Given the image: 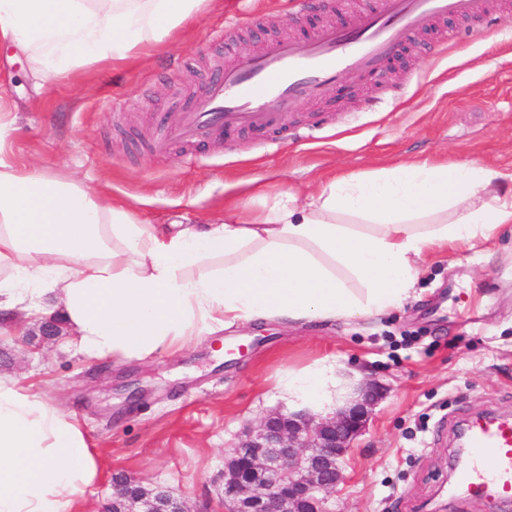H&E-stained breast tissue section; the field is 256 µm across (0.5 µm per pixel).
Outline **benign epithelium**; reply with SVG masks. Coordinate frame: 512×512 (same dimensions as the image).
<instances>
[{
    "label": "benign epithelium",
    "mask_w": 512,
    "mask_h": 512,
    "mask_svg": "<svg viewBox=\"0 0 512 512\" xmlns=\"http://www.w3.org/2000/svg\"><path fill=\"white\" fill-rule=\"evenodd\" d=\"M377 392L366 383L333 417L274 413L235 446L224 469V512H335L342 461L365 428ZM115 496L130 512H185L165 494L158 505L136 479L115 482Z\"/></svg>",
    "instance_id": "obj_1"
}]
</instances>
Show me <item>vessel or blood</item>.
<instances>
[{
  "label": "vessel or blood",
  "mask_w": 512,
  "mask_h": 512,
  "mask_svg": "<svg viewBox=\"0 0 512 512\" xmlns=\"http://www.w3.org/2000/svg\"><path fill=\"white\" fill-rule=\"evenodd\" d=\"M448 17L479 20L483 35L493 29L483 0H378L352 27L328 24L305 38L267 41L262 54L223 67L169 135L201 144L225 128L279 130L299 102L318 98L344 74L377 71L409 33ZM468 448L457 483L475 498L491 492L512 501V420L471 419Z\"/></svg>",
  "instance_id": "vessel-or-blood-1"
}]
</instances>
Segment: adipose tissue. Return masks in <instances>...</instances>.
<instances>
[{
    "mask_svg": "<svg viewBox=\"0 0 512 512\" xmlns=\"http://www.w3.org/2000/svg\"><path fill=\"white\" fill-rule=\"evenodd\" d=\"M211 0H0V52L51 76L136 60ZM11 74L0 75V313L60 316L86 357L145 360L258 320H355L400 308L427 255L480 249L512 228V172L403 162L332 177L267 210L148 224L72 175L20 162ZM353 385L338 365L287 372L289 403L326 413ZM101 477L74 411L0 375V512H79Z\"/></svg>",
    "mask_w": 512,
    "mask_h": 512,
    "instance_id": "1",
    "label": "adipose tissue"
}]
</instances>
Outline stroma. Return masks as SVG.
<instances>
[{
	"instance_id": "35a3bbf8",
	"label": "stroma",
	"mask_w": 512,
	"mask_h": 512,
	"mask_svg": "<svg viewBox=\"0 0 512 512\" xmlns=\"http://www.w3.org/2000/svg\"><path fill=\"white\" fill-rule=\"evenodd\" d=\"M495 35L451 18L420 31L392 60L382 87L336 91L299 104L286 127L228 131L203 146L165 135L224 64L249 56L273 31L297 34L300 0H213L169 43L133 63L97 65L32 95L21 65L12 99L19 160L72 173L132 206L151 224L206 222L242 203L260 211L323 178L403 161H478L512 172V7L489 0ZM462 40L438 55L449 31ZM180 84L179 96L170 88ZM417 297L389 314L345 322L268 321L202 337L176 355L94 361L25 323L32 342L0 334V374L35 382L78 411L100 455L102 478L84 512H103L115 477L164 487L188 512H222L224 466L247 430L292 409L286 371L331 360L374 381L380 398L347 453L338 512H512V503L448 494L460 421L512 416V235L484 251L427 258Z\"/></svg>"
}]
</instances>
